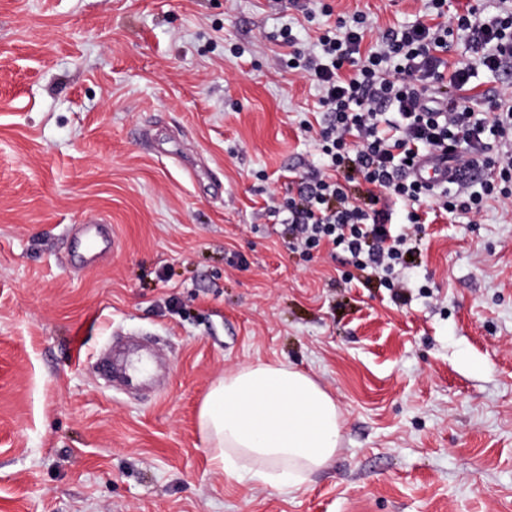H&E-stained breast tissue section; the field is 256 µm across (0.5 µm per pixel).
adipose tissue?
<instances>
[{"mask_svg":"<svg viewBox=\"0 0 512 512\" xmlns=\"http://www.w3.org/2000/svg\"><path fill=\"white\" fill-rule=\"evenodd\" d=\"M200 426L226 480L297 489L334 457L341 414L310 375L259 363L211 387Z\"/></svg>","mask_w":512,"mask_h":512,"instance_id":"1","label":"adipose tissue"}]
</instances>
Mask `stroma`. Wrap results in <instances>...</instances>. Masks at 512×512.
Segmentation results:
<instances>
[{"label": "stroma", "instance_id": "1", "mask_svg": "<svg viewBox=\"0 0 512 512\" xmlns=\"http://www.w3.org/2000/svg\"><path fill=\"white\" fill-rule=\"evenodd\" d=\"M329 2L383 28L422 5ZM324 22L287 0H0V512H512V209L429 220L400 300L275 213L320 163L279 34L304 49ZM100 220L119 250L71 267ZM129 333L166 369L139 396L98 373ZM279 362L335 399L336 454L297 490L227 481L202 400Z\"/></svg>", "mask_w": 512, "mask_h": 512}]
</instances>
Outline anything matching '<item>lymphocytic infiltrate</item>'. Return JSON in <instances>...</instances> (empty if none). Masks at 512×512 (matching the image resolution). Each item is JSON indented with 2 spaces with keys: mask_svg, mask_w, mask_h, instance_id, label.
Returning <instances> with one entry per match:
<instances>
[{
  "mask_svg": "<svg viewBox=\"0 0 512 512\" xmlns=\"http://www.w3.org/2000/svg\"><path fill=\"white\" fill-rule=\"evenodd\" d=\"M318 9L334 17L326 0ZM334 19L305 51L291 30L282 34L294 71L317 85L325 114L320 128L301 124L314 133L322 162L290 199L288 222L304 251L342 249L399 299L405 284L395 269L406 262L409 237L391 231L397 203L413 225L423 207L464 218L491 201L512 209V88L486 90L487 111L469 104L476 68L512 70V0H499L493 15L423 0L419 20L378 32L361 11ZM370 32L376 38L367 48ZM459 37L468 54L448 62ZM427 156L484 178L475 187L464 177L452 190L422 182L413 166Z\"/></svg>",
  "mask_w": 512,
  "mask_h": 512,
  "instance_id": "1",
  "label": "lymphocytic infiltrate"
}]
</instances>
